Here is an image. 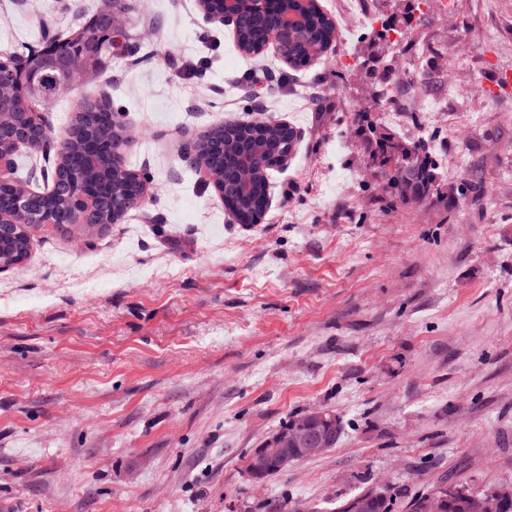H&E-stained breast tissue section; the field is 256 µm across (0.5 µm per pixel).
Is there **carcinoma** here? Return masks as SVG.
I'll return each mask as SVG.
<instances>
[{"label": "carcinoma", "mask_w": 512, "mask_h": 512, "mask_svg": "<svg viewBox=\"0 0 512 512\" xmlns=\"http://www.w3.org/2000/svg\"><path fill=\"white\" fill-rule=\"evenodd\" d=\"M288 10L300 18L297 28L288 32V39L278 48L294 67H305L327 51L336 36L333 20L316 0H282L273 11L261 12L255 6L238 0L235 8V42L244 56L260 55L264 34L277 28L281 13ZM114 38L107 19L89 14L67 33L43 38L38 49L27 48L29 58L62 55L75 59L83 72L93 71L102 58L112 55ZM376 124H368L364 137L375 142L371 159L400 174L407 169L405 182L409 193L398 191L393 196L420 199L438 190L439 165L423 147L396 135L386 141H374ZM125 128L112 115L109 105L99 100L79 103L69 128L63 136L44 121L24 110H13L8 101L0 102V141L9 143L22 136L27 145L13 155L16 173L26 175L0 187V209L21 208L24 223L51 219L59 229L77 223L91 229L114 224L129 210L143 205V183L139 175L125 166L115 165L105 140L121 136ZM294 141V128L270 120L240 122L228 120L211 126L196 142L184 147V153L204 163L213 185L224 191V206L240 223L256 224L263 215L269 194L270 171L278 168L288 155ZM51 179L42 192L29 189L35 172ZM95 186L99 192L88 203L76 205L78 189ZM31 240L22 228L0 239V265L11 268L30 257Z\"/></svg>", "instance_id": "obj_1"}]
</instances>
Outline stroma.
Instances as JSON below:
<instances>
[{"instance_id": "1", "label": "stroma", "mask_w": 512, "mask_h": 512, "mask_svg": "<svg viewBox=\"0 0 512 512\" xmlns=\"http://www.w3.org/2000/svg\"><path fill=\"white\" fill-rule=\"evenodd\" d=\"M128 2L137 56L42 116L60 132L107 99L145 202L91 235L35 228L0 271V512H270L382 481L405 512L443 485L512 484V0H361V21L319 0L336 40L304 71L273 45L244 61L199 0ZM105 3L0 0V56ZM411 10L423 25L377 43ZM372 55L402 78L379 123L440 163L424 201L368 170ZM257 101L300 139L244 225L181 149ZM315 407L339 415L338 445L254 485L249 451Z\"/></svg>"}]
</instances>
